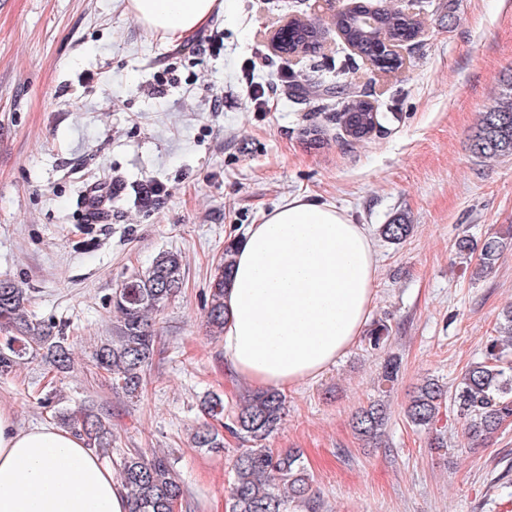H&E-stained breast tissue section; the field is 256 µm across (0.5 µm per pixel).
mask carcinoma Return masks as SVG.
Listing matches in <instances>:
<instances>
[{
	"mask_svg": "<svg viewBox=\"0 0 512 512\" xmlns=\"http://www.w3.org/2000/svg\"><path fill=\"white\" fill-rule=\"evenodd\" d=\"M419 20L387 8L362 10L336 17L334 26L345 39L355 44L362 55L383 70L395 69L402 62L390 53L386 42L414 40ZM384 38H379V35ZM323 29L299 23L288 29V51L300 55L314 53L320 47ZM347 99L339 113V124L347 136L361 140L377 127V115L362 96L344 85L332 86ZM472 151L480 156L512 155V91L503 94L495 106L483 113L471 139ZM411 224H384L380 234L385 241L398 244L411 233ZM237 241L224 243V253L217 263L209 288L206 326L213 336L224 334L226 309L224 293L233 273V255ZM503 238L487 236L479 245L464 235L457 239V254L474 263L473 277L480 278L498 259ZM181 256L163 251L144 270L123 280L112 292V309L120 314L115 336L106 338L94 351L97 369L111 381L112 391L130 399L145 390V375L157 342L156 320L150 317L175 298L183 285ZM28 289L10 279H0V327L12 332L0 347V373L12 371L24 355L39 354L53 370L61 373L72 363L65 325L39 321L30 315ZM497 332L486 345L484 360L469 367L455 388L452 400L462 422L463 435L475 442L497 431L512 418V361L508 359V342L512 338V308L503 315ZM389 328L377 323L365 340L372 350L384 347ZM448 390L435 378L424 380L406 407V418L418 428L431 429ZM285 397L274 389L251 394L235 415L229 431L251 444L233 463L234 478L229 491L230 512H288L291 500H308L312 479L296 449L276 451L267 441L278 430L285 415ZM386 418L382 403L362 408L354 419V429L366 439L377 437ZM58 421L84 439L98 452L112 447L110 420L84 408L61 411ZM196 448H222L224 436L219 429L205 424L193 434ZM120 482L130 500L131 512H171L183 491L168 457H150L128 453L117 463Z\"/></svg>",
	"mask_w": 512,
	"mask_h": 512,
	"instance_id": "obj_1",
	"label": "carcinoma"
}]
</instances>
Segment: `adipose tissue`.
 Returning a JSON list of instances; mask_svg holds the SVG:
<instances>
[{"instance_id": "obj_1", "label": "adipose tissue", "mask_w": 512, "mask_h": 512, "mask_svg": "<svg viewBox=\"0 0 512 512\" xmlns=\"http://www.w3.org/2000/svg\"><path fill=\"white\" fill-rule=\"evenodd\" d=\"M225 0H127L169 42L224 12ZM377 260L364 225L297 196L248 225L224 296V358L242 380L286 390L318 377L361 335ZM0 512H130L125 490L82 438L20 427L0 410Z\"/></svg>"}]
</instances>
